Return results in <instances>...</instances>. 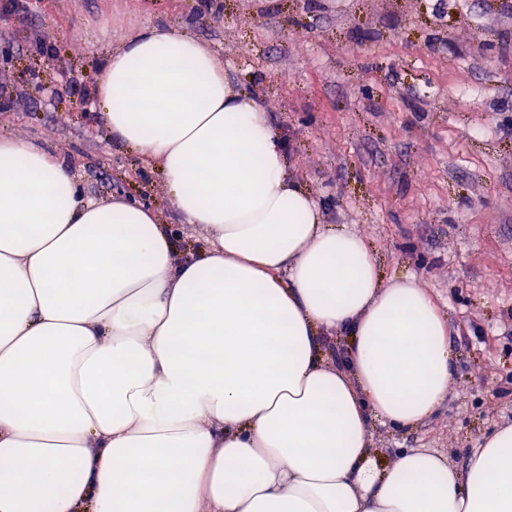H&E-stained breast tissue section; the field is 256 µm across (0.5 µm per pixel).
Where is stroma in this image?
I'll use <instances>...</instances> for the list:
<instances>
[{"mask_svg": "<svg viewBox=\"0 0 512 512\" xmlns=\"http://www.w3.org/2000/svg\"><path fill=\"white\" fill-rule=\"evenodd\" d=\"M146 26L208 45L286 139L323 222L433 294L448 400L416 431H376V463L432 448L466 464L512 424V0H0V135L177 225L162 175L90 110L107 53Z\"/></svg>", "mask_w": 512, "mask_h": 512, "instance_id": "obj_1", "label": "stroma"}]
</instances>
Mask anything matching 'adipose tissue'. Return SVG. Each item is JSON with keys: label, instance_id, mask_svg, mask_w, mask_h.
<instances>
[{"label": "adipose tissue", "instance_id": "obj_1", "mask_svg": "<svg viewBox=\"0 0 512 512\" xmlns=\"http://www.w3.org/2000/svg\"><path fill=\"white\" fill-rule=\"evenodd\" d=\"M94 97L209 245L178 255L150 205L85 199L65 159L0 137V512H512V424L462 468L375 467L376 426L447 401L448 322L321 223L210 49L144 29Z\"/></svg>", "mask_w": 512, "mask_h": 512}]
</instances>
